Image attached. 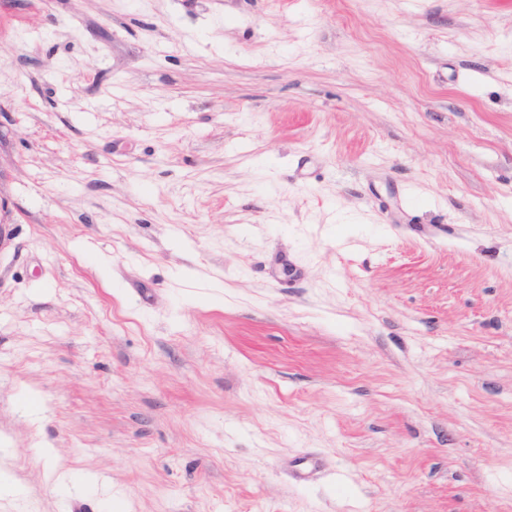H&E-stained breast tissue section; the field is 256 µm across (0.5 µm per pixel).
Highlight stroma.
I'll use <instances>...</instances> for the list:
<instances>
[{"mask_svg": "<svg viewBox=\"0 0 512 512\" xmlns=\"http://www.w3.org/2000/svg\"><path fill=\"white\" fill-rule=\"evenodd\" d=\"M0 512H512V0H0Z\"/></svg>", "mask_w": 512, "mask_h": 512, "instance_id": "obj_1", "label": "stroma"}]
</instances>
